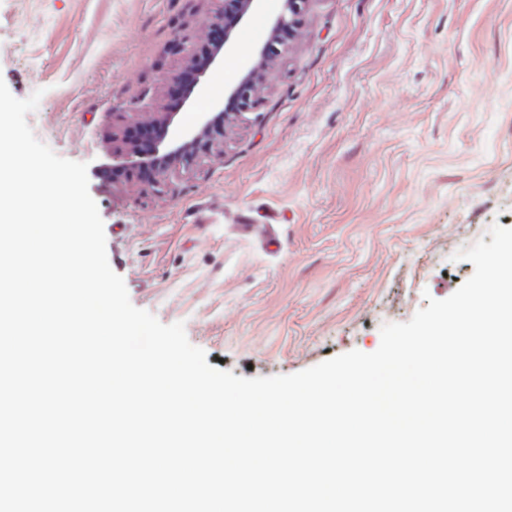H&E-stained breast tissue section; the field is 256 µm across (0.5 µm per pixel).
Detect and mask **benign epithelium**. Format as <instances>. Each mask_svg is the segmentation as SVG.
Masks as SVG:
<instances>
[{
    "mask_svg": "<svg viewBox=\"0 0 512 512\" xmlns=\"http://www.w3.org/2000/svg\"><path fill=\"white\" fill-rule=\"evenodd\" d=\"M283 2V11L270 22L267 39L255 50L256 65L229 89L230 97L237 105L236 111H221L214 115L204 112L191 127L182 126L176 121V114L167 113L153 124L156 132L150 134L153 142L152 153L143 155L135 150L122 155L119 165L150 169V184L153 185L168 170L172 159L181 157L187 160L209 148L214 137L221 134V128L216 125L217 119H222V123L226 124L238 115L255 110L259 104V92L265 74L300 24L309 0ZM262 9L263 0H224V11L215 14L212 21L214 26H224V39L210 54L205 65L194 72L190 90H195L205 72L216 63L221 54L235 49L237 28L257 16Z\"/></svg>",
    "mask_w": 512,
    "mask_h": 512,
    "instance_id": "1",
    "label": "benign epithelium"
}]
</instances>
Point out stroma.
I'll return each mask as SVG.
<instances>
[{"label": "stroma", "mask_w": 512, "mask_h": 512, "mask_svg": "<svg viewBox=\"0 0 512 512\" xmlns=\"http://www.w3.org/2000/svg\"><path fill=\"white\" fill-rule=\"evenodd\" d=\"M220 7L0 0V78L41 92L27 122L87 163L131 303L184 322L208 365L255 378L374 352L383 324L472 277L456 251L512 227V0H310L258 109L150 187L113 159L158 114L210 111L176 89Z\"/></svg>", "instance_id": "obj_1"}]
</instances>
